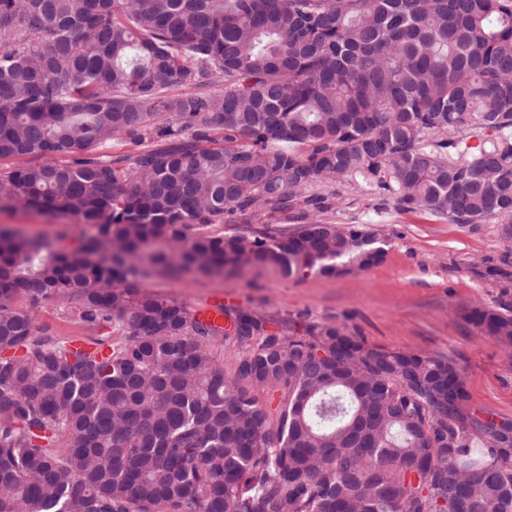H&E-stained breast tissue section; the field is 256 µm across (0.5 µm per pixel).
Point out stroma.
<instances>
[{"mask_svg": "<svg viewBox=\"0 0 512 512\" xmlns=\"http://www.w3.org/2000/svg\"><path fill=\"white\" fill-rule=\"evenodd\" d=\"M327 221L359 224L387 242L382 263L335 279L285 277L274 270L201 277L189 272L144 279V291L200 311L224 294L229 307L263 319L269 330L300 335L321 324L345 327L368 346L455 360L475 406L512 419V359L465 319L476 304L512 310V257L498 227L452 224L429 213H403L391 192L358 173L336 184ZM0 227L54 242L92 235L85 224L33 209L0 210Z\"/></svg>", "mask_w": 512, "mask_h": 512, "instance_id": "obj_1", "label": "stroma"}]
</instances>
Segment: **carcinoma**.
<instances>
[{
    "mask_svg": "<svg viewBox=\"0 0 512 512\" xmlns=\"http://www.w3.org/2000/svg\"><path fill=\"white\" fill-rule=\"evenodd\" d=\"M113 143L136 151L95 153ZM16 157L0 209L94 234L0 228V512H512V420L470 402L453 360L141 291L370 269L375 235L310 192L357 172L403 212L511 239L512 0H0ZM257 212L261 230H216ZM48 301L90 336L36 332ZM467 319L512 350L511 310ZM253 338L226 365L210 352ZM0 227L16 230L26 236L39 237L50 243L61 233H66L70 240H78L94 233L86 224H75L68 219L23 207L1 209Z\"/></svg>",
    "mask_w": 512,
    "mask_h": 512,
    "instance_id": "cac0c4a2",
    "label": "carcinoma"
}]
</instances>
